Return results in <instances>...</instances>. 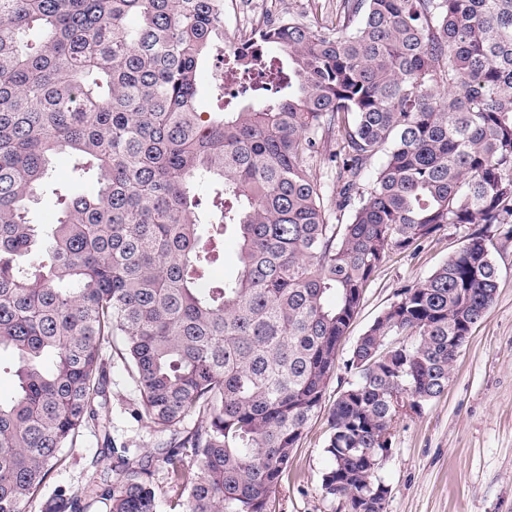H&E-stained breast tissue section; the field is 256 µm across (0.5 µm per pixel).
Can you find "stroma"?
<instances>
[{"instance_id":"stroma-1","label":"stroma","mask_w":512,"mask_h":512,"mask_svg":"<svg viewBox=\"0 0 512 512\" xmlns=\"http://www.w3.org/2000/svg\"><path fill=\"white\" fill-rule=\"evenodd\" d=\"M336 0H224V30L249 29L254 19L294 16L312 20L331 14ZM473 230L451 224L412 254L394 256L377 271L343 343L354 342L404 287L422 281L457 252ZM492 259L499 273L496 299L458 357L447 392L421 414L400 418L379 474L388 487L385 512H512V238L498 237ZM108 355L107 431L88 428L66 460L50 472L33 512H49L55 488L86 483L98 468L104 436L116 445L147 449L163 432L136 417L140 394L121 358ZM327 412L308 425L292 469L271 498V512H334L324 497L321 476L329 468L324 451Z\"/></svg>"}]
</instances>
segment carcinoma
Wrapping results in <instances>:
<instances>
[{
	"mask_svg": "<svg viewBox=\"0 0 512 512\" xmlns=\"http://www.w3.org/2000/svg\"><path fill=\"white\" fill-rule=\"evenodd\" d=\"M260 28L225 40L224 0H0V350L18 386L0 400V512H31L62 451L107 428L111 337L139 417L171 438L110 448L50 512H158L155 462L183 512H269L341 367L321 490L384 512L392 398L418 414L447 390L451 348L496 298L491 227L512 236V0H338L331 25ZM269 44L288 66L259 61ZM219 48L279 95L197 111ZM61 152L75 189L34 224ZM448 224L481 228L341 360L380 265ZM229 235L237 269L211 283ZM31 218L36 224H52L55 219V199L49 193H43L31 207Z\"/></svg>",
	"mask_w": 512,
	"mask_h": 512,
	"instance_id": "cac0c4a2",
	"label": "carcinoma"
}]
</instances>
